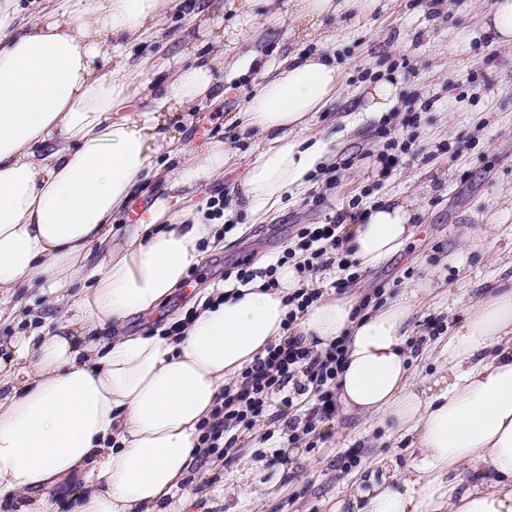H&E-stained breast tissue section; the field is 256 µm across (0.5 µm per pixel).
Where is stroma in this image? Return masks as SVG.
Here are the masks:
<instances>
[{
	"label": "stroma",
	"instance_id": "obj_1",
	"mask_svg": "<svg viewBox=\"0 0 512 512\" xmlns=\"http://www.w3.org/2000/svg\"><path fill=\"white\" fill-rule=\"evenodd\" d=\"M202 16L166 9L159 36L129 48L132 60L158 67L178 57L190 43L207 40L215 27L236 20V0H198ZM494 0H380L369 17H328L323 34L306 40L287 27L252 34L250 45L272 58L286 53L333 49L343 76L340 100L318 113L313 135L330 140L333 164L303 192L284 198L273 221L250 225L238 210L235 224H221L223 249L208 253L193 267L187 285L153 315L134 320L131 330L168 327L190 312L201 288L223 287L224 278L242 267L259 269L286 252L304 255L297 236L305 224L334 223L351 200L368 208L384 201L412 202L411 239L394 255L347 280L346 293H378L379 303L431 280L410 320L406 346L417 389L427 388L440 370L436 343L488 288L512 279V49L472 41L457 47L460 35L480 27ZM388 75L399 76L400 102L386 113L361 109L360 87ZM256 74L235 79L222 107L206 104L182 113L180 129L195 146L232 141L237 161L223 175L184 200V208L212 216L214 198L233 199L244 168L262 143L231 123ZM431 109H423L426 100ZM410 142V153H396L387 176H379L377 157L388 140ZM350 167H342L343 159ZM469 249L467 270L450 266L449 255ZM24 307L0 319V341L22 334L41 319L58 317L62 306L38 289L18 286ZM303 410L287 409L284 420H264L242 434L231 458L213 462L192 480L189 512H328L336 497L403 474L410 461V439L390 424L337 410L316 441L288 444V419Z\"/></svg>",
	"mask_w": 512,
	"mask_h": 512
}]
</instances>
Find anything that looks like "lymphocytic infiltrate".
<instances>
[{
	"mask_svg": "<svg viewBox=\"0 0 512 512\" xmlns=\"http://www.w3.org/2000/svg\"><path fill=\"white\" fill-rule=\"evenodd\" d=\"M363 210L342 212L335 223L312 224L301 228L300 236L313 247L302 269L314 272L338 265L346 251L347 225L362 222ZM345 343L336 341L321 351L304 346L301 338L288 337L270 347L267 355L246 369L240 384L224 390V399L216 407L211 421L202 423L200 454H231L239 435L251 430L265 417L272 402L293 408L302 404L309 410L303 419L290 420L288 439L299 435L319 434L321 426L336 415L337 379L345 364Z\"/></svg>",
	"mask_w": 512,
	"mask_h": 512,
	"instance_id": "f902f5d3",
	"label": "lymphocytic infiltrate"
}]
</instances>
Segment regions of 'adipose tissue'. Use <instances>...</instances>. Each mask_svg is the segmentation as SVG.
Listing matches in <instances>:
<instances>
[{
  "label": "adipose tissue",
  "mask_w": 512,
  "mask_h": 512,
  "mask_svg": "<svg viewBox=\"0 0 512 512\" xmlns=\"http://www.w3.org/2000/svg\"><path fill=\"white\" fill-rule=\"evenodd\" d=\"M168 2L43 0L22 21L17 0H0V294L21 282L53 293L79 277L94 283L54 328L16 336L0 354V498L19 500L20 512H60L61 491L76 484L77 512L187 505L180 491L201 424L225 388L292 332L317 351L347 337L344 409L414 436L401 483L337 500L331 512H512V281L465 309L440 351L439 377L420 392L405 343L424 282L373 312L335 296L292 321L285 299L307 282L288 263L275 289L259 280L206 289L182 335L123 334L128 318L152 314L200 264L202 245L216 243L213 225L176 209L170 194L132 233L114 231L161 150L181 159L162 175L170 192L204 187L235 157L225 142H185L178 113L198 100L222 104L225 71L259 72L236 114L265 143L239 183L257 224L326 163V142L308 129L342 86L334 58L290 54L263 65L241 52L251 30L282 25L271 0H238L235 24L213 37L217 51L170 64L168 79L153 83L122 50ZM378 4L292 0V14L314 33L326 17L359 18ZM143 94L154 107L131 111ZM413 216L403 200L370 208L349 232L352 259L369 268L397 253ZM463 466L475 481L460 493L451 475Z\"/></svg>",
  "instance_id": "ef3b65f1"
}]
</instances>
